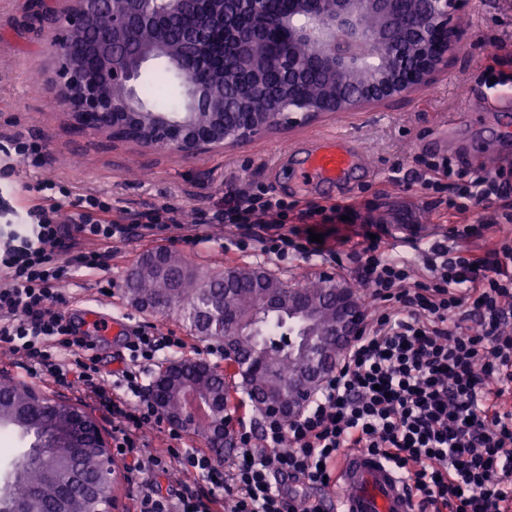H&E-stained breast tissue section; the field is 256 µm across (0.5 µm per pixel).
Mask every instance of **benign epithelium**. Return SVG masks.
<instances>
[{
	"label": "benign epithelium",
	"instance_id": "7a95c632",
	"mask_svg": "<svg viewBox=\"0 0 512 512\" xmlns=\"http://www.w3.org/2000/svg\"><path fill=\"white\" fill-rule=\"evenodd\" d=\"M196 3L198 0H74L64 17L69 32L83 20L112 8V34L95 45L108 88L85 81L74 65L63 62L59 95L79 129L146 146H169L191 156L250 142L273 128L310 124L325 115L401 100L428 86L442 68L458 59L466 38L458 21L469 10L471 0H420L417 22L409 28L399 17L400 0H290L291 11L272 22L285 33L286 45L274 46L261 59L252 53L257 29L251 21L262 12L265 0H209L210 7L221 12L224 35L232 38L248 72L273 68L292 85L308 72L319 70L332 80L333 87L318 100L279 91L266 108L272 116L264 118L255 115L251 102L236 97L224 85L191 79L182 85L183 111L154 112L138 98L142 69L151 61L178 66L162 20L179 16ZM365 13L376 17L375 28L362 26L360 18ZM209 40L207 30L195 27L186 33L184 44L193 51ZM298 44L309 50L303 64L294 55ZM240 110L249 111L248 122H224L225 115ZM331 304L335 313L332 347L339 362L360 334L365 316L349 289H336ZM330 373L329 361L307 367L298 400L287 403L266 397L264 415L286 420L299 416L312 399L309 388L319 389ZM171 391L180 400L177 413L165 412ZM147 395L176 427L194 420L193 410L202 412L208 419L209 438L223 451V431L214 421L210 398L183 377L177 366L162 367ZM47 400L42 390L34 388L31 401L15 421L37 425L57 447L78 443L102 449L101 512H119L115 488L124 475L112 457L102 426L92 414L78 409L66 419L47 417L42 413Z\"/></svg>",
	"mask_w": 512,
	"mask_h": 512
}]
</instances>
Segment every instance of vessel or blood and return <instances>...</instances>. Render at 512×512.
Returning <instances> with one entry per match:
<instances>
[{
    "instance_id": "1",
    "label": "vessel or blood",
    "mask_w": 512,
    "mask_h": 512,
    "mask_svg": "<svg viewBox=\"0 0 512 512\" xmlns=\"http://www.w3.org/2000/svg\"><path fill=\"white\" fill-rule=\"evenodd\" d=\"M284 154L295 159L296 177L331 188L350 183L363 163L358 148L342 136L323 139L315 152L302 157L291 146ZM327 497L334 512H421L403 474L358 450L340 460Z\"/></svg>"
}]
</instances>
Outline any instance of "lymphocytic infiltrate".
Masks as SVG:
<instances>
[{
  "label": "lymphocytic infiltrate",
  "mask_w": 512,
  "mask_h": 512,
  "mask_svg": "<svg viewBox=\"0 0 512 512\" xmlns=\"http://www.w3.org/2000/svg\"><path fill=\"white\" fill-rule=\"evenodd\" d=\"M420 189L447 193L461 216L428 250L422 268L389 254L365 223L361 302L367 322L345 363L291 421L268 420L260 431L239 426L231 456L219 459L181 447L178 430L157 449L143 441L145 427L163 417L142 392L141 378L164 350L183 348L181 337L139 331L129 337L128 361L109 391L90 355L87 332L65 310L64 285L74 269H104L106 248L139 228H167L170 206L112 220L110 197L89 193L75 210L62 203L69 189L39 183L42 205L14 213L18 229L0 231V345L34 377L98 400L112 413V445L132 454L139 474V512H320L297 485L322 487L344 448L380 454L410 481L423 506L435 512H504L512 487V234L480 253L465 243L495 212L512 224V183L477 173L452 158L426 160ZM333 213L354 216L350 204L296 202L254 186L229 195L214 224L255 231L261 253L284 260L325 256L310 241L305 219ZM297 225H289V216ZM175 477L177 492L161 495L156 478Z\"/></svg>",
  "instance_id": "obj_1"
}]
</instances>
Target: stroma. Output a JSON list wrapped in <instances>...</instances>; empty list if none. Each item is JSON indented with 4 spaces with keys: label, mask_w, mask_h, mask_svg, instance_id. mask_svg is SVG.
<instances>
[{
    "label": "stroma",
    "mask_w": 512,
    "mask_h": 512,
    "mask_svg": "<svg viewBox=\"0 0 512 512\" xmlns=\"http://www.w3.org/2000/svg\"><path fill=\"white\" fill-rule=\"evenodd\" d=\"M69 5L70 0H0V136L20 132L48 144L45 163L39 167L15 163L0 180V193L24 210L40 203L38 184L53 179L76 196L88 192L111 196L118 215L171 205L169 228L113 243L106 269H82L69 278L66 310L81 329H88L93 314L122 322L117 334L98 343L105 376L122 368L125 338L135 329L183 337L187 358L207 347L176 313H152L131 303L127 277L148 251L163 248L178 253L204 278L227 266L255 265L288 282L303 274L319 278L328 273L338 284L353 287L361 269L349 255L360 247L362 222L386 229L398 224L453 223L440 195L422 193L413 181L419 159L447 154V144L440 141L445 125H454L460 142L479 145L481 154L473 158L472 167H482V154L490 152L496 169L512 180V136L500 133L503 126H512V91L488 87L482 77L495 55L501 58L498 71L512 76V55H500L493 43L499 36L512 47V0H472L461 21L467 42L459 59L407 99L329 115L309 125L270 131L247 144L192 156L74 127L58 98V29L44 18L46 7L61 15ZM329 134L347 137L368 159L367 167L358 171L357 184L333 193L337 203L355 204V223L319 215L306 222L323 235L327 247L345 255L344 270L319 258L281 261L261 256L253 248L242 251L228 243L236 229L199 224L201 215L223 207L225 196L255 185L298 201L303 209L323 203L326 188L295 181L290 174L293 161L281 157L280 150L292 143L307 151ZM393 173L398 176L394 182L389 179Z\"/></svg>",
    "instance_id": "stroma-1"
}]
</instances>
